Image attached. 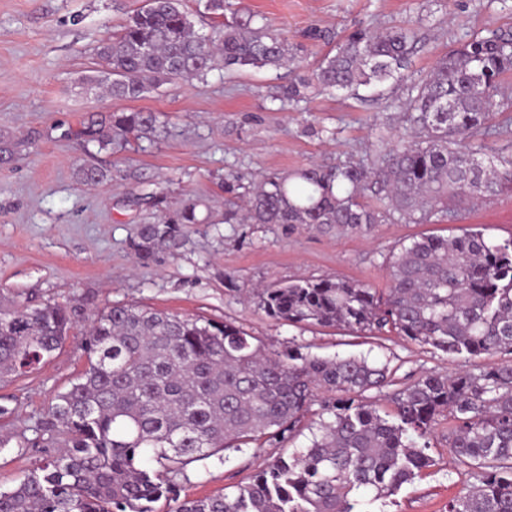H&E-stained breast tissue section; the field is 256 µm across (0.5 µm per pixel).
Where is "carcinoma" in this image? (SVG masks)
I'll list each match as a JSON object with an SVG mask.
<instances>
[{"label": "carcinoma", "mask_w": 512, "mask_h": 512, "mask_svg": "<svg viewBox=\"0 0 512 512\" xmlns=\"http://www.w3.org/2000/svg\"><path fill=\"white\" fill-rule=\"evenodd\" d=\"M210 31L195 29L183 0H144L96 48L114 99L134 101L178 80L226 71L283 68L300 47L249 14L224 20V0H205ZM419 43L409 22L379 34L354 32L311 69L271 93L306 101L309 92L373 94L407 78ZM512 73V37L475 36L440 56L408 88L414 139L368 165L310 164L262 180L244 206L224 209L226 224H288L352 233L374 224L457 221L476 202L512 190V142L496 149ZM166 128L154 112L130 109L92 117L63 137L86 154L151 139ZM84 184L110 171L75 169ZM153 224L138 225L130 247L142 263L178 247L203 224L198 203L169 212L163 197ZM379 293L342 278L302 280L256 292L266 315L292 324L394 333L451 358L512 354V237L481 231L424 235L399 244ZM71 307H0V382L34 370L60 350L73 327ZM85 365L26 432L0 434V448H44L45 455L6 490L0 512H356L358 494L389 497L433 464L419 444L442 417L455 421V460L479 485L448 502V512H512V360L452 374L427 373L388 393L392 418L366 393L393 385L385 365L362 357L326 359L290 347L271 353L231 323L181 318L136 304L96 314L84 339ZM323 405L309 446L279 456L228 494L181 498L194 462L229 449L293 437L317 392ZM57 452H51V449ZM149 457L155 466L142 463Z\"/></svg>", "instance_id": "1"}]
</instances>
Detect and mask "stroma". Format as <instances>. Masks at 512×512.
Returning a JSON list of instances; mask_svg holds the SVG:
<instances>
[{"instance_id":"obj_1","label":"stroma","mask_w":512,"mask_h":512,"mask_svg":"<svg viewBox=\"0 0 512 512\" xmlns=\"http://www.w3.org/2000/svg\"><path fill=\"white\" fill-rule=\"evenodd\" d=\"M142 0H0V295L75 308V324L58 355L13 381L0 383V430L33 426L84 363V332L95 313L133 303L182 317L228 321L267 348L299 347L319 357L365 356L396 368L399 379L470 368L468 359L402 337L356 336L343 329L293 326L268 317L249 291L325 277L388 288L386 260L395 245L434 233L475 228L512 236V191L441 224H377L364 233L285 224H228L225 199L240 200L263 177L311 163L365 164L412 136L405 103L410 82L475 32L512 34V0H227L226 12L263 16L271 29L305 49L302 67L327 51L328 39L362 29L382 32L413 21L420 43L407 80L388 83L383 97L358 101L312 94L296 106L271 101L268 88L289 70L211 72L180 80L134 102L88 89L94 49ZM137 108L170 127L154 141L118 150L81 152L63 130L99 112ZM87 164L111 170L108 184L78 183ZM170 208L199 201L204 221L181 245L139 262L130 248L137 225L157 221L152 196ZM454 424L440 419L430 437L434 464L393 496L359 495L362 512H446L472 479L449 451ZM280 444L227 451L194 463L183 492L202 497L247 482L283 454Z\"/></svg>"}]
</instances>
